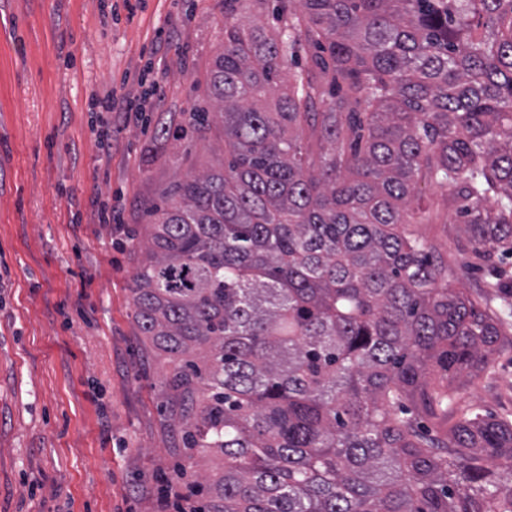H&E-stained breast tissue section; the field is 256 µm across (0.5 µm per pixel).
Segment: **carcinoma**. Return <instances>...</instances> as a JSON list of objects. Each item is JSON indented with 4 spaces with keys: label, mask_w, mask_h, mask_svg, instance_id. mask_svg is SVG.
Returning <instances> with one entry per match:
<instances>
[{
    "label": "carcinoma",
    "mask_w": 512,
    "mask_h": 512,
    "mask_svg": "<svg viewBox=\"0 0 512 512\" xmlns=\"http://www.w3.org/2000/svg\"><path fill=\"white\" fill-rule=\"evenodd\" d=\"M224 4V161L153 212L132 296L188 449L222 462L202 512H512V423L422 425L500 330L408 229L425 173L479 258L512 255V0H276L275 36Z\"/></svg>",
    "instance_id": "carcinoma-1"
}]
</instances>
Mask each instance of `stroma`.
Wrapping results in <instances>:
<instances>
[{
    "mask_svg": "<svg viewBox=\"0 0 512 512\" xmlns=\"http://www.w3.org/2000/svg\"><path fill=\"white\" fill-rule=\"evenodd\" d=\"M224 48V0H0V512H158L186 461L167 363L140 335L131 288L150 210L224 157L193 127ZM147 94L139 123L94 98ZM111 129L112 151L97 135ZM449 188L416 186V233L454 287L499 317L489 366L452 381L512 420V288L460 228ZM116 207L118 224L99 222Z\"/></svg>",
    "mask_w": 512,
    "mask_h": 512,
    "instance_id": "1",
    "label": "stroma"
}]
</instances>
